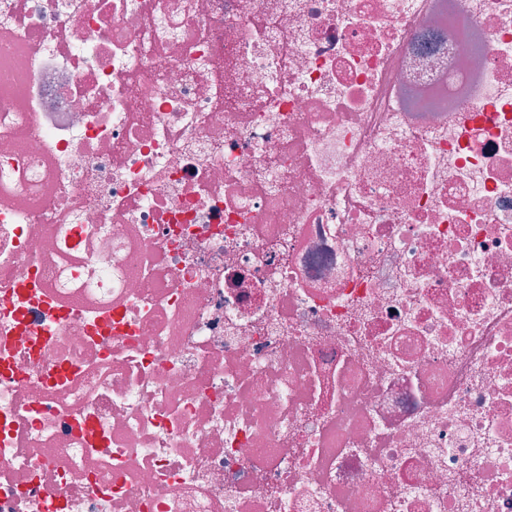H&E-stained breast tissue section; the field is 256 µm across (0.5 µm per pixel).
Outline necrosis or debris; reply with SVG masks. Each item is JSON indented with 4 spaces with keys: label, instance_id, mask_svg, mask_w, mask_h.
I'll return each mask as SVG.
<instances>
[{
    "label": "necrosis or debris",
    "instance_id": "necrosis-or-debris-1",
    "mask_svg": "<svg viewBox=\"0 0 512 512\" xmlns=\"http://www.w3.org/2000/svg\"><path fill=\"white\" fill-rule=\"evenodd\" d=\"M0 512H512V0H0Z\"/></svg>",
    "mask_w": 512,
    "mask_h": 512
}]
</instances>
